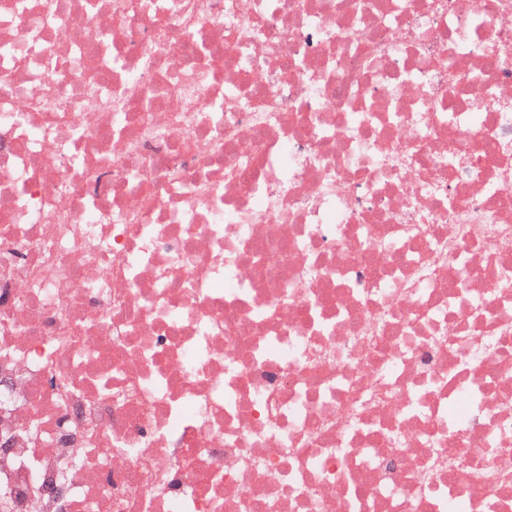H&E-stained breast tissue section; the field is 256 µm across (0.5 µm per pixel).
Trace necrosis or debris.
Instances as JSON below:
<instances>
[{
	"instance_id": "necrosis-or-debris-1",
	"label": "necrosis or debris",
	"mask_w": 512,
	"mask_h": 512,
	"mask_svg": "<svg viewBox=\"0 0 512 512\" xmlns=\"http://www.w3.org/2000/svg\"><path fill=\"white\" fill-rule=\"evenodd\" d=\"M0 440L13 512H512V0H0Z\"/></svg>"
}]
</instances>
